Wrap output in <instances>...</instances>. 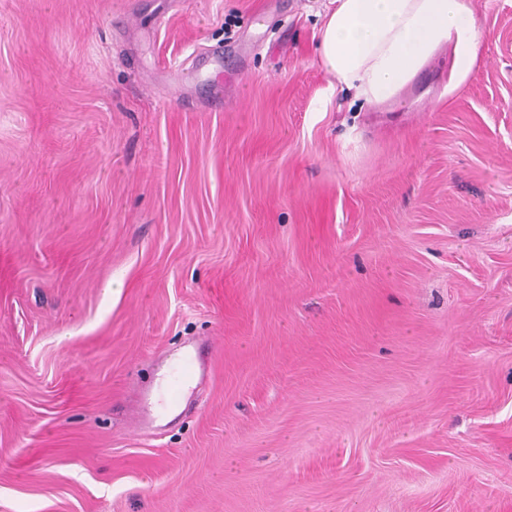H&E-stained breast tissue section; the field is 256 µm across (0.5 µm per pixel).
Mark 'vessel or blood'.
<instances>
[{
  "label": "vessel or blood",
  "mask_w": 512,
  "mask_h": 512,
  "mask_svg": "<svg viewBox=\"0 0 512 512\" xmlns=\"http://www.w3.org/2000/svg\"><path fill=\"white\" fill-rule=\"evenodd\" d=\"M207 374L206 367L193 352H176L166 363L165 382L155 395L145 397L141 425H148L162 412L179 403L185 394Z\"/></svg>",
  "instance_id": "obj_1"
}]
</instances>
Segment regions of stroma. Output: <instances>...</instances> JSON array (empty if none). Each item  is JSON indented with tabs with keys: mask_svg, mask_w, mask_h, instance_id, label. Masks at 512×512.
<instances>
[{
	"mask_svg": "<svg viewBox=\"0 0 512 512\" xmlns=\"http://www.w3.org/2000/svg\"><path fill=\"white\" fill-rule=\"evenodd\" d=\"M326 3L0 0V512H512V0L396 109ZM162 366H166L165 382L155 392L146 395L140 414V424L145 427L162 412L179 403L185 394L207 375L206 367L191 351H178ZM192 388V389H194Z\"/></svg>",
	"mask_w": 512,
	"mask_h": 512,
	"instance_id": "obj_1",
	"label": "stroma"
}]
</instances>
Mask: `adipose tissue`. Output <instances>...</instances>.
Here are the masks:
<instances>
[{
    "mask_svg": "<svg viewBox=\"0 0 512 512\" xmlns=\"http://www.w3.org/2000/svg\"><path fill=\"white\" fill-rule=\"evenodd\" d=\"M484 31L470 0H329L319 59L369 106H395L442 50L454 81L472 71Z\"/></svg>",
    "mask_w": 512,
    "mask_h": 512,
    "instance_id": "adipose-tissue-1",
    "label": "adipose tissue"
}]
</instances>
